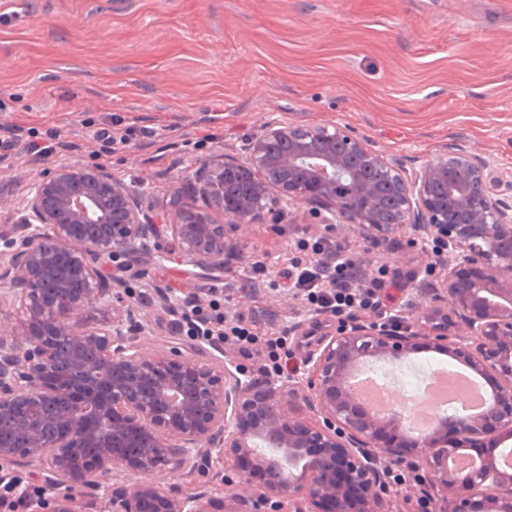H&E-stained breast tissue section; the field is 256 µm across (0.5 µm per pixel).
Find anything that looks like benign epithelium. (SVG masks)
Segmentation results:
<instances>
[{"mask_svg":"<svg viewBox=\"0 0 512 512\" xmlns=\"http://www.w3.org/2000/svg\"><path fill=\"white\" fill-rule=\"evenodd\" d=\"M487 168L460 151L407 173L340 128L266 127L245 159L201 167L222 224L188 205L161 216L100 166L41 170L15 207L19 218L0 226V307L24 319L0 331V496H22L27 512H210L206 492H166L153 475L225 462L260 470L256 492L274 507L288 496L297 512H383L393 486L381 463L408 461L436 489L439 512H512V471L496 463L512 439V280L496 274L512 271V204L496 197ZM237 176L248 189L228 201L225 182ZM271 186L286 201L374 229L383 197L396 196L390 224L466 247L448 271L451 308L432 305L401 328L345 324L309 359L303 382L247 376L221 359L210 367L177 341L149 351L140 340L149 326L132 305L100 324L84 319L167 237L190 265L223 269L234 256L226 229L261 219ZM450 206L456 224L447 223ZM103 257L113 262L107 279ZM34 327L55 330L69 352L51 378L54 349L28 333ZM423 346L499 381L479 415L448 418L417 441L397 421L369 415L345 379L362 359H402ZM255 433L300 452L301 475L253 458L246 441ZM487 437L473 466L446 465ZM127 474L138 479L112 483Z\"/></svg>","mask_w":512,"mask_h":512,"instance_id":"benign-epithelium-1","label":"benign epithelium"}]
</instances>
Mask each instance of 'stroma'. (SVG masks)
<instances>
[{
	"label": "stroma",
	"instance_id": "stroma-1",
	"mask_svg": "<svg viewBox=\"0 0 512 512\" xmlns=\"http://www.w3.org/2000/svg\"><path fill=\"white\" fill-rule=\"evenodd\" d=\"M109 123L133 128L123 148L93 138ZM0 124L22 136L58 131L73 150L0 160V197L21 200L28 177L61 164L110 169L158 211L207 206L195 173L205 160L243 157L269 125L345 128L410 170L475 150L501 185L512 183V0H0ZM22 170L15 181L10 171ZM327 236L368 268L405 284L388 315L417 321L444 294L447 268L420 263L432 238L413 225L369 229L321 223L310 206L277 193L264 217L237 229L223 270L186 265L162 244L127 285L149 320L146 347L176 335L159 295L229 296L228 316L287 332L298 367L333 335L336 318L311 310L284 276L300 240ZM263 263L275 284L251 280ZM388 512H435L436 491L406 465ZM240 473L161 472L166 491L207 486L214 512H267L237 496Z\"/></svg>",
	"mask_w": 512,
	"mask_h": 512
}]
</instances>
